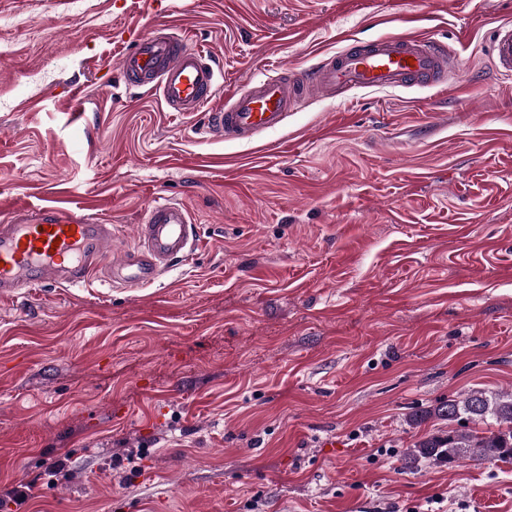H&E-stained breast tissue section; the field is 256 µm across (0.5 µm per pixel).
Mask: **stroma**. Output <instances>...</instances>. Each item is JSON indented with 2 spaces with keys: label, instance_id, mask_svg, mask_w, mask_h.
<instances>
[{
  "label": "stroma",
  "instance_id": "stroma-1",
  "mask_svg": "<svg viewBox=\"0 0 512 512\" xmlns=\"http://www.w3.org/2000/svg\"><path fill=\"white\" fill-rule=\"evenodd\" d=\"M508 17L512 0H0V207L74 188L124 248L165 197L200 240L150 286L0 301V485L40 480L19 512H512V463L401 462L448 427L411 414L512 389V79L487 59ZM159 24L231 90L401 34L451 46L463 85L311 100L214 140L119 73L128 31Z\"/></svg>",
  "mask_w": 512,
  "mask_h": 512
}]
</instances>
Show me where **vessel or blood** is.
<instances>
[{"instance_id":"vessel-or-blood-1","label":"vessel or blood","mask_w":512,"mask_h":512,"mask_svg":"<svg viewBox=\"0 0 512 512\" xmlns=\"http://www.w3.org/2000/svg\"><path fill=\"white\" fill-rule=\"evenodd\" d=\"M488 52L493 71L511 78V20L495 26ZM119 69L129 84L154 92L168 111L206 112L203 134L233 141H250L283 126L289 112L316 93L333 98L351 90L416 85L445 93L460 87L454 51L412 35L354 41L290 79L250 81L216 108L211 102L224 67L182 36L154 28L134 34ZM115 241L111 220L93 214L91 205L79 199L9 208L7 220L0 222V299L47 285L77 287L99 273L112 287L138 288L153 283L196 247L190 213L163 197L144 209L133 248L117 250Z\"/></svg>"}]
</instances>
